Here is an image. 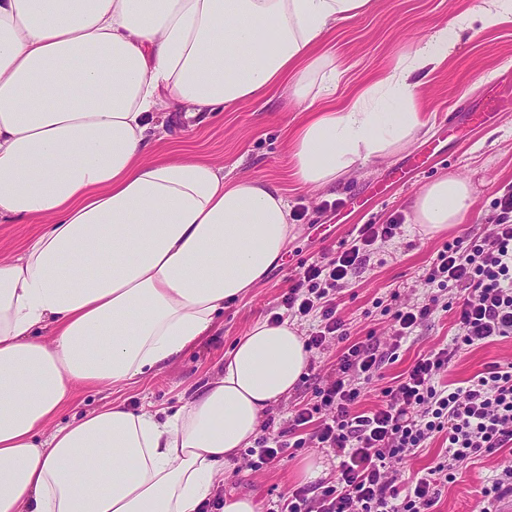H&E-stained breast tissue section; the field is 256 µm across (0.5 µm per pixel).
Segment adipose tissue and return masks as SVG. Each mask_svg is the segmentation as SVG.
Returning <instances> with one entry per match:
<instances>
[{
  "instance_id": "ef3b65f1",
  "label": "adipose tissue",
  "mask_w": 512,
  "mask_h": 512,
  "mask_svg": "<svg viewBox=\"0 0 512 512\" xmlns=\"http://www.w3.org/2000/svg\"><path fill=\"white\" fill-rule=\"evenodd\" d=\"M370 0H0V224L41 222L0 260V512H200L309 361L298 327L256 320L176 410L120 402L63 419L75 389L124 386L211 331L288 246L291 205L200 158L153 159L150 131L288 89L309 114L293 175L322 188L427 126L426 79L461 32L512 23L475 0L342 109L314 47ZM321 73L318 96L306 77ZM440 177L410 223H463Z\"/></svg>"
}]
</instances>
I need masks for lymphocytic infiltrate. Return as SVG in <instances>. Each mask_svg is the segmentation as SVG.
Returning a JSON list of instances; mask_svg holds the SVG:
<instances>
[{"instance_id":"f902f5d3","label":"lymphocytic infiltrate","mask_w":512,"mask_h":512,"mask_svg":"<svg viewBox=\"0 0 512 512\" xmlns=\"http://www.w3.org/2000/svg\"><path fill=\"white\" fill-rule=\"evenodd\" d=\"M498 205L496 223L468 231L438 251L427 276L431 295L394 311L395 331L385 343L373 336L350 341L336 315V299L380 245L402 235L403 224L358 225L349 249L301 266L281 308L299 319L318 316L306 349L332 340L345 349L328 383L317 389L316 402L295 410V426L310 430L295 445L314 442L332 449L339 465L334 483L316 493L295 489L270 512H431L460 469L512 444V364H492L463 386L442 381L462 350L512 335V193ZM448 292L455 295L457 326L451 345L419 356L383 389L378 404L358 410L359 381L372 379L394 360L402 341ZM438 434L446 436L447 447L410 485L399 486L394 464L415 457Z\"/></svg>"}]
</instances>
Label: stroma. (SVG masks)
<instances>
[{"instance_id":"35a3bbf8","label":"stroma","mask_w":512,"mask_h":512,"mask_svg":"<svg viewBox=\"0 0 512 512\" xmlns=\"http://www.w3.org/2000/svg\"><path fill=\"white\" fill-rule=\"evenodd\" d=\"M472 5L473 0H371L367 11L339 22L315 49L316 54L335 58L340 65L337 102L350 99L383 77L399 57L416 48L433 25L468 12ZM494 87L501 90L505 101L493 126L487 130L470 127L465 113L482 110ZM420 106L428 120L425 136L368 160L335 185L320 189L301 185L293 175L287 133L305 121L307 114L303 103L286 91L209 114L191 126L170 123L155 130L152 155L203 157L222 164L225 179L257 178L279 184L299 217L282 259L245 298L225 303L210 336L138 384L77 391L69 413L111 400L137 409L181 406L198 386L222 370L224 354L234 341L255 320L269 317L301 264L332 257L350 247L354 226L344 221L349 198L381 182L388 185L386 193L369 199L359 222L382 224L402 218L406 221L404 234L384 243L345 288L338 314L347 323L351 338L388 336L394 324L392 309L401 302L422 301L431 293L426 273L437 250L462 233L483 230L496 220L498 199L512 191V24L478 34L463 32L447 62L421 88ZM451 173L468 180L472 187L473 205L465 222L442 233L408 223L417 192ZM454 334L452 312L435 311L403 344L397 360L387 363L379 377L363 383L361 408L377 404L382 390L396 376L418 356L451 342ZM341 350V345L334 343L326 351L312 352V365L305 369L295 389L264 415L272 436L295 438V409L313 401L316 388L324 385ZM495 362H512V335L461 351L446 380L464 382ZM306 459L322 465L321 481L335 479L337 460L331 451L290 448L280 461L259 471L251 470L246 459H238L226 468L224 484L215 495L249 496L257 512H267L272 501L301 487L296 470ZM510 466L512 447L475 458L443 489L433 512H482V487Z\"/></svg>"}]
</instances>
